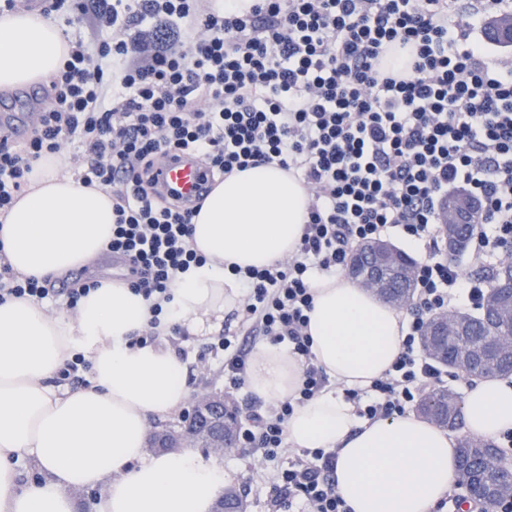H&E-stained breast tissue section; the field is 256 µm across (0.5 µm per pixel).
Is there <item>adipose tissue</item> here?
<instances>
[{"label": "adipose tissue", "mask_w": 512, "mask_h": 512, "mask_svg": "<svg viewBox=\"0 0 512 512\" xmlns=\"http://www.w3.org/2000/svg\"><path fill=\"white\" fill-rule=\"evenodd\" d=\"M67 52L61 31L37 11L0 16V90L45 79ZM305 189L274 165L217 184L192 219L203 263L178 275L163 302L159 342L133 343L153 318V300L123 282H103L75 314L39 302L0 304V512H77L74 491L101 487L96 512H211L224 492L216 458L184 449L146 451L149 424L188 396L187 363L166 343L222 326L245 285L233 266L264 267L292 255L307 218ZM112 238V196L40 164L0 226V249L26 276H61L96 258ZM308 333L318 365L348 388L380 378L399 355L403 314L346 275L315 279ZM92 365L90 386L62 389L51 377L71 353ZM286 347L254 353L249 387L260 400L289 397L299 381ZM462 434L494 440L512 431V381L480 380L462 404ZM458 434L406 413L369 423L343 395L295 407L286 439L298 449H335L337 491L351 512H435L455 475ZM43 479L21 484L17 459Z\"/></svg>", "instance_id": "adipose-tissue-1"}]
</instances>
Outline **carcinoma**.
Here are the masks:
<instances>
[{"mask_svg":"<svg viewBox=\"0 0 512 512\" xmlns=\"http://www.w3.org/2000/svg\"><path fill=\"white\" fill-rule=\"evenodd\" d=\"M485 35L488 41L500 47L512 43V13H503L499 17L486 22ZM453 205L464 212L466 221L462 224H450L447 227V238L454 241L453 253L463 252L468 244L477 214L467 210V203L460 197L448 199ZM413 263L404 251L393 249L390 255L381 258L377 255L354 252L351 254L347 273L353 276L364 275L376 268L386 280V288L379 298L392 304L411 301L414 288L403 275ZM466 326L452 336H434L433 349L426 353L441 364L451 367L457 359L469 354L473 349H483L487 355L476 361L478 375L486 378L496 376H512V356H498L491 353L494 343L499 340L512 341V292H503L495 302L485 303L479 316L466 315ZM461 396L448 388H435L422 395L419 404L420 412L436 425L453 428L460 416ZM488 441L463 440L456 450V472L471 473L475 476L483 472L481 449L488 447ZM245 509L240 490L235 487H224V498L216 503V508Z\"/></svg>","mask_w":512,"mask_h":512,"instance_id":"cac0c4a2","label":"carcinoma"}]
</instances>
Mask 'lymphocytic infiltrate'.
Here are the masks:
<instances>
[{
	"mask_svg": "<svg viewBox=\"0 0 512 512\" xmlns=\"http://www.w3.org/2000/svg\"><path fill=\"white\" fill-rule=\"evenodd\" d=\"M507 0H254L245 13L200 0H43L42 13L96 36L69 38L30 137L0 134V216L12 209L35 162L69 147L80 182L112 195L108 252L130 264L145 297H166L177 274L201 262L191 246L197 207L149 190L172 154L201 162L211 179L275 164L308 192L293 257L246 268L241 312L250 335L285 345L300 366L295 393L264 409L246 404L239 445L276 459L295 405L333 390L306 332L310 280L347 268L364 241L393 232L422 244L400 354L382 377L349 388L366 420L404 414L444 372L425 355L426 321L467 303L482 311L490 280L447 256L440 207L466 192L479 205L468 257L492 268L512 245V61L488 59L473 17ZM98 281L60 290L19 276L0 251V302L66 296L69 309ZM241 389L250 352L225 336L205 347ZM336 453L302 450L266 476L273 512H348L334 484Z\"/></svg>",
	"mask_w": 512,
	"mask_h": 512,
	"instance_id": "1",
	"label": "lymphocytic infiltrate"
}]
</instances>
